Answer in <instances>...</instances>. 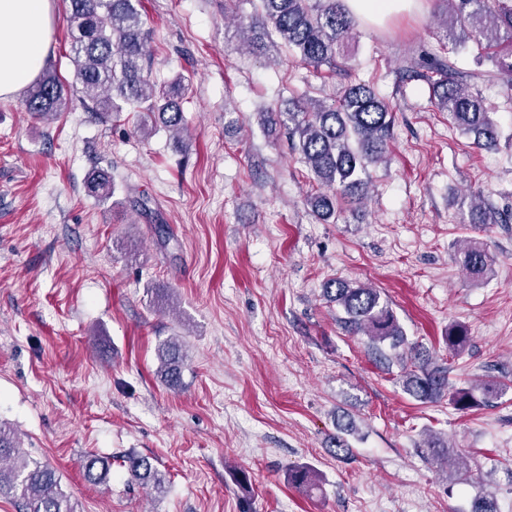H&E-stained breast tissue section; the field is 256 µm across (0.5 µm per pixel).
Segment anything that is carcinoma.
<instances>
[{
  "mask_svg": "<svg viewBox=\"0 0 512 512\" xmlns=\"http://www.w3.org/2000/svg\"><path fill=\"white\" fill-rule=\"evenodd\" d=\"M450 14L446 28L456 46L467 39L480 38L485 32L497 40L512 44V0H442ZM69 37L75 83L91 102L97 115H110L134 107L144 113L143 128L161 124L176 134L187 131L181 102L186 89L182 75L157 88L151 80L147 63L151 58L149 34L141 12V0H66ZM355 23L342 0H259V8L245 26L244 45L257 56L280 41L293 51L300 62L316 70L340 69L347 59L340 58V47L353 34ZM492 68L460 70L451 58L423 51L406 69V78H423L429 83L437 108L448 113L461 133L473 136L480 148L497 146L500 130L494 119L495 109L478 90V85L493 83L512 75V55L491 59ZM26 111L40 119L56 117L67 105V90L59 76L43 70L23 100ZM270 127L286 131L292 148L308 167L313 178L331 193L310 197L315 216L334 223L340 216L337 197L350 202L362 201L368 191L363 178L367 166L385 157L393 126L390 104L373 86L358 82L346 86L338 100L324 102L285 101V106L261 113ZM89 195L107 200L112 195L111 176L99 169L87 180ZM505 222L484 195L474 193L468 223L484 227ZM458 261L474 279L482 280L493 272L494 259L487 244L477 238L465 240L457 251ZM324 294L345 313L344 323L353 333L369 339V347L383 352L388 344L393 357L407 345L398 318L380 291L366 285H354L341 279L325 282ZM448 352L455 353L470 341L466 325L455 323L444 337ZM412 368L404 369L402 386L406 393L422 402H436L445 396L457 410L465 412L481 406L490 396L509 388L499 380L473 388L448 391V367L433 361L429 351L411 347ZM159 370L165 383L176 389L182 384L186 354L182 343L169 338L158 347ZM129 481L141 486L161 488L164 479L146 456L130 454L123 460ZM85 477L99 482L107 467L96 455L85 458ZM319 474L307 466L288 471V482L296 488L316 486ZM0 496L12 498L23 512H79L71 496L61 486L57 470L19 451L13 429L0 425Z\"/></svg>",
  "mask_w": 512,
  "mask_h": 512,
  "instance_id": "1",
  "label": "carcinoma"
}]
</instances>
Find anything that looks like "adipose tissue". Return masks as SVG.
<instances>
[{
    "instance_id": "ef3b65f1",
    "label": "adipose tissue",
    "mask_w": 512,
    "mask_h": 512,
    "mask_svg": "<svg viewBox=\"0 0 512 512\" xmlns=\"http://www.w3.org/2000/svg\"><path fill=\"white\" fill-rule=\"evenodd\" d=\"M420 0H344L369 26L411 10ZM52 41V0H0V98L13 96L38 75Z\"/></svg>"
}]
</instances>
